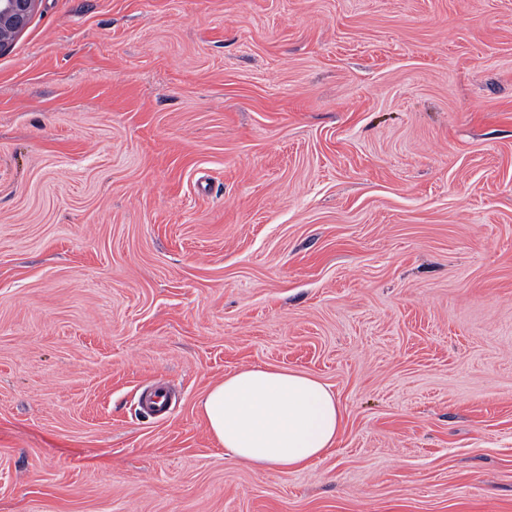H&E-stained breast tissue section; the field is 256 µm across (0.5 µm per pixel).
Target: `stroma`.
<instances>
[{
    "mask_svg": "<svg viewBox=\"0 0 512 512\" xmlns=\"http://www.w3.org/2000/svg\"><path fill=\"white\" fill-rule=\"evenodd\" d=\"M256 366L344 409L299 470L207 430ZM0 512H512V0H40L0 53Z\"/></svg>",
    "mask_w": 512,
    "mask_h": 512,
    "instance_id": "35a3bbf8",
    "label": "stroma"
}]
</instances>
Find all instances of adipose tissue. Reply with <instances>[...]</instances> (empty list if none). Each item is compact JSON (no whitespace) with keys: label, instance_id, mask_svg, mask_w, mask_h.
Returning <instances> with one entry per match:
<instances>
[{"label":"adipose tissue","instance_id":"adipose-tissue-1","mask_svg":"<svg viewBox=\"0 0 512 512\" xmlns=\"http://www.w3.org/2000/svg\"><path fill=\"white\" fill-rule=\"evenodd\" d=\"M201 410L225 457L284 471L332 448L344 420L329 385L302 371L267 367L225 376Z\"/></svg>","mask_w":512,"mask_h":512}]
</instances>
